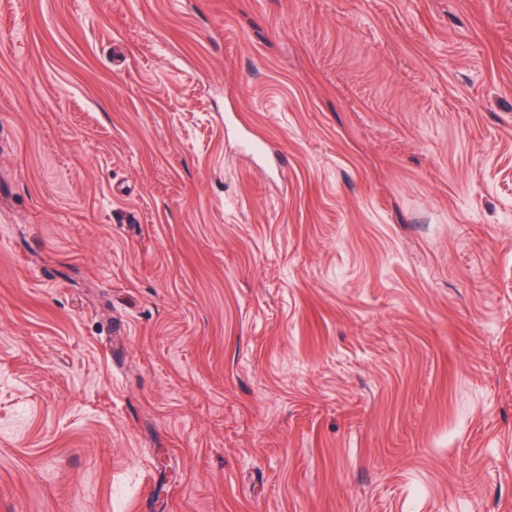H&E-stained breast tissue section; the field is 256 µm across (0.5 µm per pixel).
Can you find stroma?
Instances as JSON below:
<instances>
[{"label": "stroma", "instance_id": "obj_1", "mask_svg": "<svg viewBox=\"0 0 512 512\" xmlns=\"http://www.w3.org/2000/svg\"><path fill=\"white\" fill-rule=\"evenodd\" d=\"M0 512H512V0H0Z\"/></svg>", "mask_w": 512, "mask_h": 512}]
</instances>
